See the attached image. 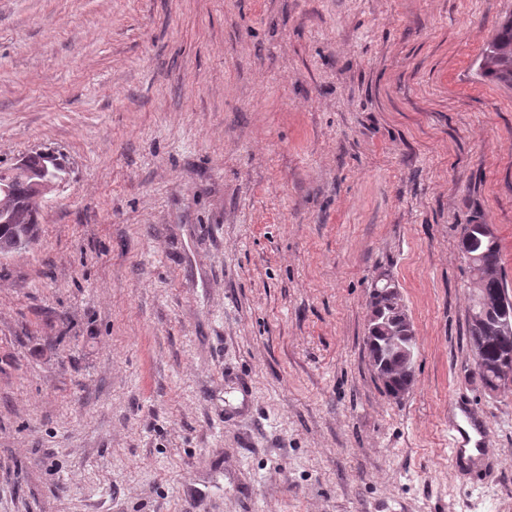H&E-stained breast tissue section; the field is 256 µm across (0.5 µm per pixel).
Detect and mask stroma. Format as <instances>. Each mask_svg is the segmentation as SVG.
Wrapping results in <instances>:
<instances>
[{
    "label": "stroma",
    "mask_w": 512,
    "mask_h": 512,
    "mask_svg": "<svg viewBox=\"0 0 512 512\" xmlns=\"http://www.w3.org/2000/svg\"><path fill=\"white\" fill-rule=\"evenodd\" d=\"M512 0H0V171L70 167L0 256V512H512L460 251L512 285ZM396 284L415 379L365 345ZM483 420L474 470L449 422ZM480 69L482 77L512 85V16L498 26L482 54ZM392 283L391 282H387L383 288H387L386 289V292L390 295H395L396 297V300L398 302V307L400 308L401 311L404 310V306H403V303L402 301L399 300L400 296H399V290L397 288H394L392 287ZM388 294H382V293H376L374 294L372 292L371 294V300H370V307L371 306H380V307H383L385 309L386 312L388 313H391L394 315V317L400 321H398L396 323V326H395V330L397 333L400 332L399 330V327L401 325V319L399 318L401 316V313H397L395 312L393 309L396 305V302L393 301V298L391 296H389Z\"/></svg>",
    "instance_id": "1"
}]
</instances>
